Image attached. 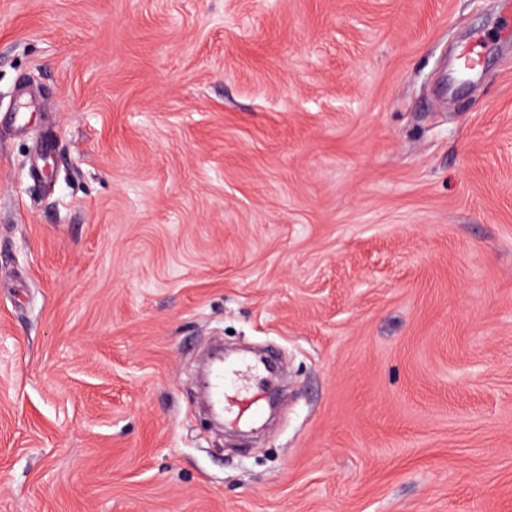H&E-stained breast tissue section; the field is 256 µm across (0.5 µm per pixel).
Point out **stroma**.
<instances>
[{
	"mask_svg": "<svg viewBox=\"0 0 512 512\" xmlns=\"http://www.w3.org/2000/svg\"><path fill=\"white\" fill-rule=\"evenodd\" d=\"M505 15L0 0V512H512ZM236 370L228 371L226 367L218 366L214 370V383L212 390V401L215 410L224 414L228 409V393L226 389V381L231 375H236Z\"/></svg>",
	"mask_w": 512,
	"mask_h": 512,
	"instance_id": "obj_1",
	"label": "stroma"
}]
</instances>
